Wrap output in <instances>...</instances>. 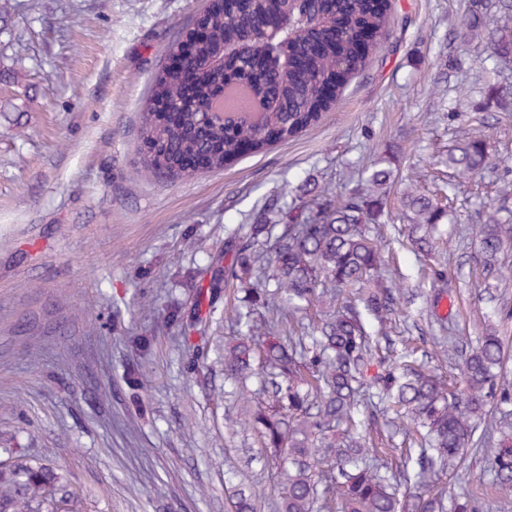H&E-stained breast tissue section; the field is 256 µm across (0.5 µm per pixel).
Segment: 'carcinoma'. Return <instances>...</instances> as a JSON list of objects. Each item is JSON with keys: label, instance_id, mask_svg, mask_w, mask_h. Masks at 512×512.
Here are the masks:
<instances>
[{"label": "carcinoma", "instance_id": "obj_1", "mask_svg": "<svg viewBox=\"0 0 512 512\" xmlns=\"http://www.w3.org/2000/svg\"><path fill=\"white\" fill-rule=\"evenodd\" d=\"M388 0H209L208 25L183 66L160 67L140 116L139 171L174 180L194 168L218 171L243 156L293 138L325 112L321 88L336 84L341 97L386 36ZM286 26L267 34L263 25ZM370 36L360 45L357 34ZM489 56L512 54V27L488 32ZM310 58L299 74L294 60ZM210 112L224 113L214 121ZM452 181L431 193L416 186L400 203L411 224L416 250H435L438 226L453 212L452 196L463 180L480 181L500 166L481 137L465 136L448 149ZM398 175L375 165L344 193L322 188L293 208L267 204L260 223L231 233L230 261L212 268L208 287L197 285L190 311L168 304L150 329L193 349L187 370L195 372L208 342L194 345L198 326L213 320L221 296L237 298L232 321L239 337L224 348V370L246 379L262 375L244 402L241 421L281 468V512H444L437 496L409 502L400 497L402 454L388 446L393 434L361 430L378 420L409 418L400 431L419 445L418 476L453 465L467 448L489 443L493 425L503 434L491 467L496 487L512 492V410L496 417L486 410L495 395L512 404V379L500 372L499 337L489 334L463 360L461 386L417 365L393 349L388 336L402 307L403 292L383 282L388 271L382 239L389 188ZM475 235L484 287L512 278V207L509 196L476 212ZM339 306L318 321L303 323L294 312L324 295ZM206 311H201V308ZM123 381L146 387L137 355L122 365ZM342 430L348 439L330 441ZM83 501L59 468L31 455L5 450L0 456V512H82Z\"/></svg>", "mask_w": 512, "mask_h": 512}]
</instances>
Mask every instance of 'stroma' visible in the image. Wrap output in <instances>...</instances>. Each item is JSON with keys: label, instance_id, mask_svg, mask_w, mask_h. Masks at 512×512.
Listing matches in <instances>:
<instances>
[{"label": "stroma", "instance_id": "obj_1", "mask_svg": "<svg viewBox=\"0 0 512 512\" xmlns=\"http://www.w3.org/2000/svg\"><path fill=\"white\" fill-rule=\"evenodd\" d=\"M471 2L392 0L387 38L317 125L226 169L167 182L137 171L139 112L162 52L205 0H33L11 12L0 28V71L11 76L0 83V430L22 395L30 434L21 445L66 470L90 512H232L240 490L254 512H277L280 464L239 424L245 391L258 384L242 386L217 361L230 327L212 335L191 377L188 353L157 338L136 420L122 333L158 317L140 296L188 303L190 282L209 281L229 232L271 198L292 206L306 182L338 188L347 166L380 158L431 186L430 158L469 129L449 117L451 101L484 117L491 155L512 158V65L463 41ZM465 80L473 92L463 99ZM189 233L193 251L182 243ZM393 252L394 280L414 295L401 324L420 354L435 351L437 319L452 308L468 348L486 326L497 330L512 375V283L491 297L473 286L471 236L448 237L446 300L436 308L421 257L408 246ZM116 297L125 300L117 316ZM102 359L112 363L103 400L87 394L104 382ZM490 454L469 449L451 476L432 487L412 476L408 490L464 497L492 481Z\"/></svg>", "mask_w": 512, "mask_h": 512}]
</instances>
